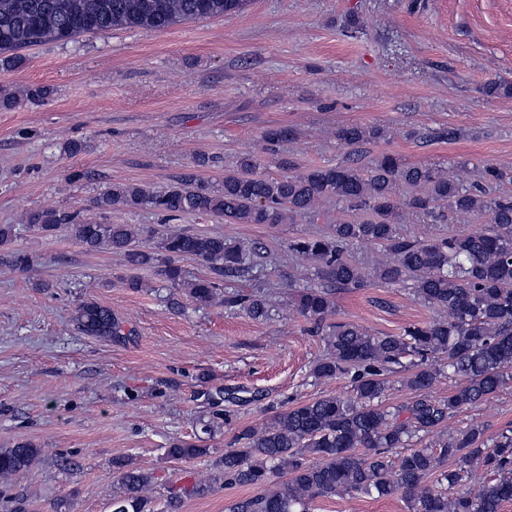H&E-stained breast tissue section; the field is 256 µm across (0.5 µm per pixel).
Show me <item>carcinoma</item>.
<instances>
[{"instance_id":"carcinoma-1","label":"carcinoma","mask_w":512,"mask_h":512,"mask_svg":"<svg viewBox=\"0 0 512 512\" xmlns=\"http://www.w3.org/2000/svg\"><path fill=\"white\" fill-rule=\"evenodd\" d=\"M247 0H0V54L9 66L25 60L21 51L48 43L75 42L85 34L120 28L165 30L178 23L236 13ZM483 92L512 96V82L490 81ZM294 137L287 127L270 128L264 140L275 145ZM385 137L378 127L348 125L336 138L355 152ZM251 155L224 172L222 186L184 177L157 190L147 185L114 183L93 201L99 213L117 209H149L173 220L185 214L224 219L229 224H292L312 215L323 201L344 204L354 217L332 225L328 236L296 237L288 253L314 263L319 286L304 285L295 309L324 332V353L310 376L330 380L347 376L352 393L321 396L278 412L261 427L237 433L239 448L224 451L213 484L251 487L255 494L230 512H309L318 499L384 498L401 494L409 512H501L512 501V430L494 440L484 428L470 425L454 435L445 431L456 412L488 400L512 380V193L490 187L512 177L511 169L487 167L466 185L432 167L412 165L381 153L361 167L350 164L312 166L278 162L279 173L257 172ZM426 214L445 211L477 214L486 224L476 232L455 230L445 237L415 240L400 234L402 210ZM35 230H66L90 250L108 249L131 267H153L170 287L200 307L219 303L240 307L258 321L269 318L271 304L263 295L224 293V281L246 278L259 267L260 253L244 249L220 234L171 231L157 250L139 248L128 224L86 222L78 212L40 208L26 218ZM355 241L381 246L385 257L371 272L345 256ZM192 258L208 269L186 278L178 264ZM21 271L38 260L9 253ZM389 285H409L436 312L422 324L395 335L374 336L345 322L325 324L335 314L338 290L362 288L368 278ZM77 328L104 341L132 335L112 309L95 301L81 303L74 314ZM460 379L453 392L437 397L432 390L443 374ZM400 376L413 393L411 401L390 410L383 405L388 378ZM199 397L214 419L229 421L222 409V390H203ZM425 441L392 463L388 451L413 438ZM39 450L30 441L0 451V479L26 471ZM176 460L207 454L193 442L167 449ZM452 458L456 469H441ZM123 494L112 499V512H150L145 495L152 474L115 462ZM493 474L473 490L448 497V485L477 468ZM436 477L435 485L426 481Z\"/></svg>"}]
</instances>
